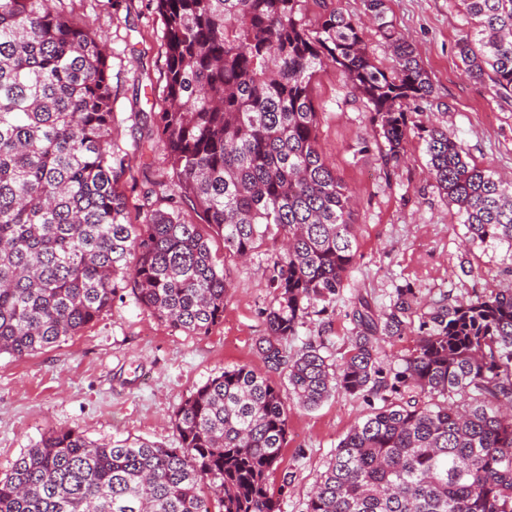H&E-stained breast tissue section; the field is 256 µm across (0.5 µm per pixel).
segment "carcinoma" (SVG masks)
Wrapping results in <instances>:
<instances>
[{"mask_svg":"<svg viewBox=\"0 0 512 512\" xmlns=\"http://www.w3.org/2000/svg\"><path fill=\"white\" fill-rule=\"evenodd\" d=\"M52 2L0 0V354L64 343L126 295L207 335L224 318L231 263L272 241L274 301L256 350L286 382L224 369L176 411V448L53 430L0 478V512H280L268 477L287 444V400L312 410L338 391L383 405L339 441L303 512H512L511 289L432 304L393 369L377 333L410 329L411 288L380 317L356 311L338 370L321 344L286 348L312 309L336 302L357 252L352 197L318 147L311 84L325 66L370 112L385 164L420 130L469 237L512 246V180L468 160L447 131L413 124L409 106L421 111L433 85L387 0L363 2L388 67L334 0H319L313 24L305 0H157L156 132L172 190L147 191L134 219L119 190L127 152L112 138V51ZM461 2L463 72L512 97V0Z\"/></svg>","mask_w":512,"mask_h":512,"instance_id":"obj_1","label":"carcinoma"}]
</instances>
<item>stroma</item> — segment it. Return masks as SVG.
Segmentation results:
<instances>
[{
    "label": "stroma",
    "mask_w": 512,
    "mask_h": 512,
    "mask_svg": "<svg viewBox=\"0 0 512 512\" xmlns=\"http://www.w3.org/2000/svg\"><path fill=\"white\" fill-rule=\"evenodd\" d=\"M62 6L92 21L112 50V136L127 152L120 189L128 208L136 209L144 191L167 173L163 149L145 158L135 149L164 106L165 45L156 0H112L106 8L95 0H63ZM388 7L434 85L430 104L413 113V121L448 130L478 164L512 174V99L464 76L456 49L467 28L460 0H389ZM312 95L320 151L354 198L358 246L332 310L309 314L289 351L320 341L323 355L342 366L354 310L365 303L382 313L402 286L426 303L512 289V247L468 241L456 206L428 174L419 136L410 137L405 163L386 165L384 141L340 71H320ZM275 255L269 244L235 267L224 318L209 334L174 330L127 296L61 345L20 359L1 354L0 476L56 428L101 442L141 437L177 447L174 414L197 387L236 365L267 374L255 343L273 302L267 275ZM369 410L367 399L341 392L313 410L290 407L287 445L268 479L281 512H303L339 441Z\"/></svg>",
    "instance_id": "1"
}]
</instances>
